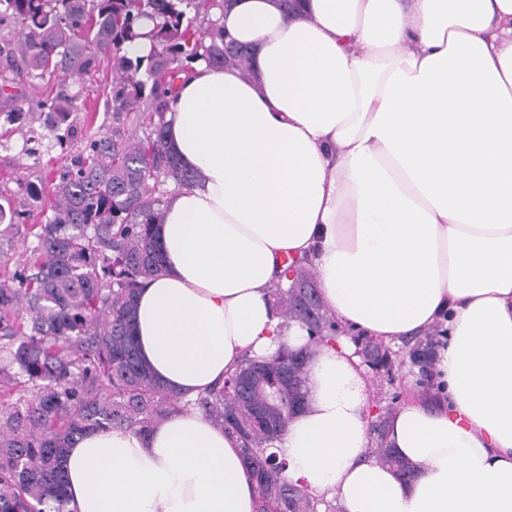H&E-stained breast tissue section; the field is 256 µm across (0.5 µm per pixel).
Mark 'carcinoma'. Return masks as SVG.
I'll return each mask as SVG.
<instances>
[{"instance_id":"obj_1","label":"carcinoma","mask_w":512,"mask_h":512,"mask_svg":"<svg viewBox=\"0 0 512 512\" xmlns=\"http://www.w3.org/2000/svg\"><path fill=\"white\" fill-rule=\"evenodd\" d=\"M220 0H0V102L4 122L28 116L25 80L75 79L37 102L40 124L21 152L33 159L20 176L0 180V264L15 262L0 281V512H70L64 454L83 434L131 429L141 435L190 406L239 442L257 484L255 512H336L271 451L273 430L286 429L305 405L306 353L286 348L271 357L244 356L224 383L194 400L164 388L140 358L133 325L136 293L164 271L158 231L164 194L197 173L165 142V113L176 88L204 58L252 76L244 49L224 59V26L210 18ZM206 24L204 32L197 26ZM149 43L147 53L131 47ZM112 122L93 134L77 126L79 101L102 66ZM145 129L143 137L131 128ZM59 147V168L45 170L43 148ZM14 187H8V184ZM52 189V216L29 224V251L15 254L17 205ZM272 292L285 320L305 323L312 342L336 339V319L318 295L314 274L286 257ZM373 368L391 361L366 336ZM377 460L411 480L416 466L377 437Z\"/></svg>"}]
</instances>
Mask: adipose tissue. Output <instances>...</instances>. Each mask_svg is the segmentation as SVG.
<instances>
[{"label": "adipose tissue", "mask_w": 512, "mask_h": 512, "mask_svg": "<svg viewBox=\"0 0 512 512\" xmlns=\"http://www.w3.org/2000/svg\"><path fill=\"white\" fill-rule=\"evenodd\" d=\"M222 23L252 77L198 62L166 141L199 172L173 188L164 272L137 293L142 360L168 390H210L244 354L306 349V405L273 448L341 512H512V0H235ZM305 258L346 333L312 346L270 299ZM448 333L427 400L372 454L352 334ZM70 512H253L235 439L196 409L148 436L100 429L65 458Z\"/></svg>", "instance_id": "ef3b65f1"}]
</instances>
